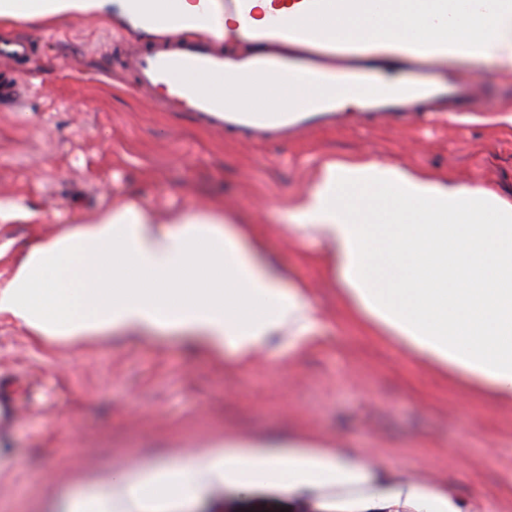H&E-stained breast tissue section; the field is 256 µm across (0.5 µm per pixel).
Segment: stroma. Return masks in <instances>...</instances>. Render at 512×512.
Segmentation results:
<instances>
[{"label":"stroma","mask_w":512,"mask_h":512,"mask_svg":"<svg viewBox=\"0 0 512 512\" xmlns=\"http://www.w3.org/2000/svg\"><path fill=\"white\" fill-rule=\"evenodd\" d=\"M20 38L31 55L0 69V82L25 88L18 107L0 108V200L34 217L0 223L1 245L19 249L129 201L162 218L218 204L257 226L290 279L311 284L327 324L316 349L292 356L283 344L235 369L232 354L189 349L174 333L47 346L0 317V385L12 409L0 422V512H59L90 483L223 449L229 435L281 448L307 436L366 452L396 477L452 487L470 512H512V405L464 395L390 337L365 335L346 318L338 283L307 260L322 243L293 246L282 209L323 155L368 154L512 200V124L501 119L512 81L495 64L446 65L477 72L487 88L481 112L408 124L347 106L336 124L262 143L165 108L163 90L139 87L126 56L142 41L125 26L82 15L0 23V44ZM246 498L286 512L346 509L279 486L215 484L143 512H235Z\"/></svg>","instance_id":"35a3bbf8"}]
</instances>
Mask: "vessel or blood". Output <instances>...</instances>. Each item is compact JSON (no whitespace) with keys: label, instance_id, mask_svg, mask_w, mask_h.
<instances>
[{"label":"vessel or blood","instance_id":"b4317fda","mask_svg":"<svg viewBox=\"0 0 512 512\" xmlns=\"http://www.w3.org/2000/svg\"><path fill=\"white\" fill-rule=\"evenodd\" d=\"M335 63H328L317 52L304 50L297 57L269 55L260 58L227 59L223 51L199 38L171 40L159 37L149 48H135L128 63L139 86L163 89L168 102L184 112H192L217 129L243 131L271 138L286 132L304 129L308 116L336 110L335 99L315 98L301 101L297 108L280 112L265 109H229L223 97L201 90L197 79L223 82L228 68H236L257 77L273 76L283 85H319L338 72L343 86L350 90L366 91L380 102L381 115L392 117L405 111L407 105H418L414 120H424L425 107L444 101L452 112L477 111L485 100V90L472 74L449 76L440 85L419 79L404 82L386 90L376 82L379 67L357 52L354 44L333 41Z\"/></svg>","mask_w":512,"mask_h":512}]
</instances>
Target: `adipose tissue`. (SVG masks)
I'll list each match as a JSON object with an SVG mask.
<instances>
[{
    "label": "adipose tissue",
    "mask_w": 512,
    "mask_h": 512,
    "mask_svg": "<svg viewBox=\"0 0 512 512\" xmlns=\"http://www.w3.org/2000/svg\"><path fill=\"white\" fill-rule=\"evenodd\" d=\"M72 15L120 21L138 34L200 35L229 55L299 44L288 23L309 20L354 39L375 56L466 58L512 71V0H374L369 16L315 9L313 0H0V20ZM357 104L334 83L283 87L277 79L224 81L238 108L288 110L311 97ZM289 240L325 244L349 320L388 336L428 367L512 403V202L477 182L457 183L373 158L316 159L306 188L288 201ZM47 344L104 333L176 332L248 366L277 336L302 352L317 347L325 314L309 288L268 256L253 225L222 210L160 219L128 202L49 239H29L0 284V317ZM224 483L333 496L397 512H469L448 488L385 477L366 455L305 439L204 453L153 464L133 480L89 485L66 512H140L154 496L191 498Z\"/></svg>",
    "instance_id": "1"
}]
</instances>
